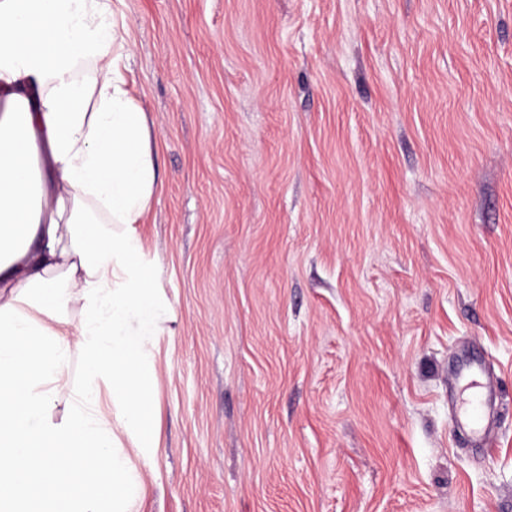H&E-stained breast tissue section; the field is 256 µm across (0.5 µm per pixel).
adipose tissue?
Wrapping results in <instances>:
<instances>
[{"label":"adipose tissue","instance_id":"ef3b65f1","mask_svg":"<svg viewBox=\"0 0 512 512\" xmlns=\"http://www.w3.org/2000/svg\"><path fill=\"white\" fill-rule=\"evenodd\" d=\"M130 50L113 0H0V512L140 510L121 434L151 459L160 315L131 227L158 180Z\"/></svg>","mask_w":512,"mask_h":512}]
</instances>
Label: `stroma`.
I'll use <instances>...</instances> for the list:
<instances>
[{"label":"stroma","mask_w":512,"mask_h":512,"mask_svg":"<svg viewBox=\"0 0 512 512\" xmlns=\"http://www.w3.org/2000/svg\"><path fill=\"white\" fill-rule=\"evenodd\" d=\"M119 8L162 180L141 512H512V0ZM483 372L481 365L471 363L460 365L454 372L457 380L466 381V388L474 390V396L468 406L453 416V422L457 428L468 429L475 444H480L484 439L482 421L489 395L483 383Z\"/></svg>","instance_id":"obj_1"}]
</instances>
